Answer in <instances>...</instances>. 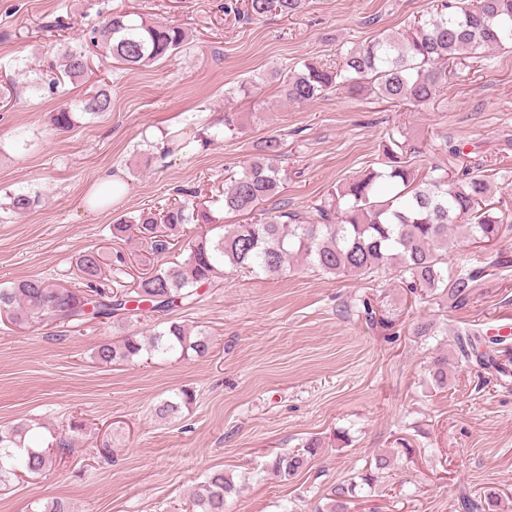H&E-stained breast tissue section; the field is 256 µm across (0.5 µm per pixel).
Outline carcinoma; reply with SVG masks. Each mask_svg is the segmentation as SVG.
<instances>
[{
    "mask_svg": "<svg viewBox=\"0 0 512 512\" xmlns=\"http://www.w3.org/2000/svg\"><path fill=\"white\" fill-rule=\"evenodd\" d=\"M305 0H244L239 10L227 0L224 11L240 13L253 20L272 12L295 14ZM90 42L106 56L129 70L149 67L175 56L186 45L184 30L176 25L136 20L125 12H115L102 26L92 29ZM512 46V0H444L400 32L381 33L372 41L353 47L336 65L305 63L303 68L283 77L281 88L294 104H306L333 91L351 97L375 96L412 107L428 104L448 77V65L462 59H481L490 50ZM62 73L81 78L87 56L81 49H63ZM82 113L97 116L112 109V94L104 85L85 93L79 101ZM75 113L61 107L52 114L50 129L64 133L74 125ZM422 151L406 142L388 144L384 161L367 167L355 177L336 184L309 214L280 211L250 224H215L206 206L190 207L174 203L155 214L142 211L124 215L112 224V237L122 238L134 228L148 246V254L158 262L132 288L98 284L102 266L111 262L115 270L125 265L117 251L110 258L88 250L77 259L79 279L84 288H64L31 277L0 287V313L10 323L38 328L44 321L82 322L148 313L168 315L191 303L199 289L212 286L226 269L275 277L292 258L303 261L322 274L336 278L346 275L372 278L391 266L397 267L401 287L411 294L427 291L459 308L469 300L475 283L487 270L499 265L493 259L482 267L448 274V240L458 237L466 243L498 244L505 237L504 213L486 205L494 191V175L483 168L458 164L459 152L448 150V165H432L420 172ZM279 141H264L259 153L224 187V210L252 213L277 196L288 180V170L278 162ZM3 210L21 213L33 209L38 197L24 191L8 196ZM186 224H206L208 234L189 248L179 263L164 262L184 232ZM507 336L490 334L480 328L464 327L452 332L460 360L474 362L484 372L501 381L512 376V365L501 358ZM169 355L180 352L188 358L205 357L209 342L191 335L177 321L157 331L148 340L128 336L120 342H105L95 348L94 359L101 365L131 362L142 352ZM435 384L448 382V357L438 355L431 362ZM189 390H182L156 407L161 419L179 417L193 403ZM28 424L0 426V491L9 489L12 476L24 471L40 476L52 469L56 457L32 447L26 440ZM322 448L310 440L303 452L275 459L272 471L281 479L295 476L308 458ZM393 458L373 457L360 474V481L336 484L313 512H350L356 487L376 486L379 476L391 470ZM235 491L222 470L209 472L195 492L190 512H224L228 497ZM492 490L477 498H464L467 512H491L496 503Z\"/></svg>",
    "mask_w": 512,
    "mask_h": 512,
    "instance_id": "1",
    "label": "carcinoma"
}]
</instances>
